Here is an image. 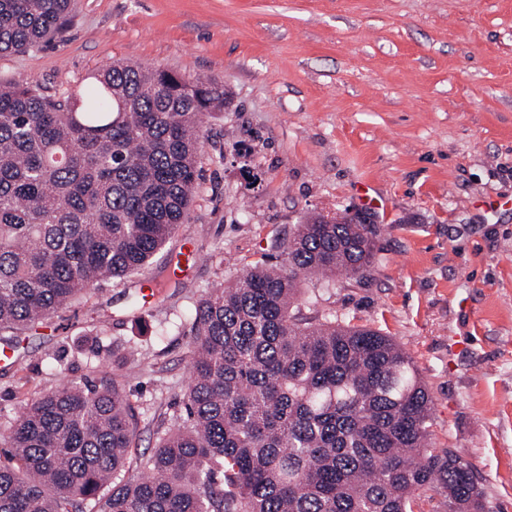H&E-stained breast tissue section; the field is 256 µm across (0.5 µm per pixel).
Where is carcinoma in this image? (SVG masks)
Instances as JSON below:
<instances>
[{
  "label": "carcinoma",
  "mask_w": 512,
  "mask_h": 512,
  "mask_svg": "<svg viewBox=\"0 0 512 512\" xmlns=\"http://www.w3.org/2000/svg\"><path fill=\"white\" fill-rule=\"evenodd\" d=\"M71 0H0V53L60 42ZM224 86L113 62L61 98L0 81V345L147 264L187 221L204 116ZM366 218L312 213L202 298L184 415L128 475L136 422L115 379L56 387L0 434V512H494L391 338L300 314V285L373 262Z\"/></svg>",
  "instance_id": "carcinoma-1"
}]
</instances>
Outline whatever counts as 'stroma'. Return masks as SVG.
Segmentation results:
<instances>
[{
  "mask_svg": "<svg viewBox=\"0 0 512 512\" xmlns=\"http://www.w3.org/2000/svg\"><path fill=\"white\" fill-rule=\"evenodd\" d=\"M115 60L223 84L200 191L150 264L24 335L0 367V431L108 375L138 418L139 470L183 411L199 300L281 262L276 241L308 213H361L373 263L305 282L302 314L401 344L432 397L431 446L458 449L512 512V0H75L64 41L0 54V80L58 97Z\"/></svg>",
  "mask_w": 512,
  "mask_h": 512,
  "instance_id": "obj_1",
  "label": "stroma"
}]
</instances>
